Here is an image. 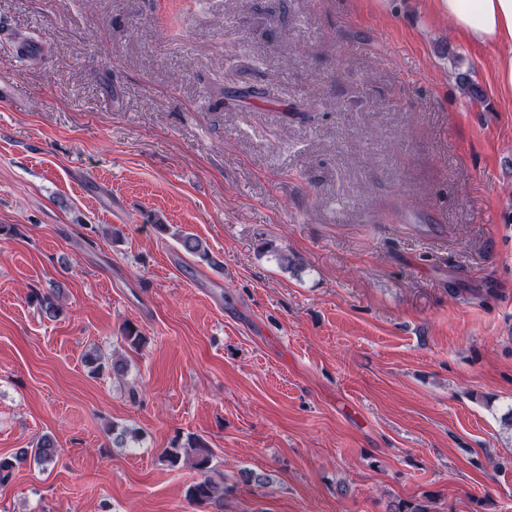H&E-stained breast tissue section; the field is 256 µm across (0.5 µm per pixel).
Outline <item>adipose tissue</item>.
<instances>
[{
    "instance_id": "obj_1",
    "label": "adipose tissue",
    "mask_w": 512,
    "mask_h": 512,
    "mask_svg": "<svg viewBox=\"0 0 512 512\" xmlns=\"http://www.w3.org/2000/svg\"><path fill=\"white\" fill-rule=\"evenodd\" d=\"M459 33L497 45L499 82L512 95V0H438Z\"/></svg>"
}]
</instances>
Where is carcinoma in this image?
Segmentation results:
<instances>
[{"instance_id": "cac0c4a2", "label": "carcinoma", "mask_w": 512, "mask_h": 512, "mask_svg": "<svg viewBox=\"0 0 512 512\" xmlns=\"http://www.w3.org/2000/svg\"><path fill=\"white\" fill-rule=\"evenodd\" d=\"M459 87L465 97L471 101H480L484 98V91L469 74H457ZM182 250L190 256L201 260L210 259L206 247L201 239L192 234H182L178 237ZM42 310L49 318H57L63 312V306L59 299V292L49 291L35 295ZM86 362L91 371L100 374L109 372L115 379H121L128 370V363L122 357L105 358L94 350L86 355ZM137 440L136 431L128 427L112 425V445L115 447H129V442ZM59 448L49 435L42 436L30 448H23L9 458H0V480L6 479L11 471L28 462L45 467L53 462ZM164 460L172 467L177 466L181 460H186L201 474V479L191 484L186 491V496L193 504L205 509V512H224V506L228 496L233 492L234 486L225 482L224 475H215L212 466L213 451L206 441L189 436L183 442L176 441L163 452ZM391 512H431L430 499L398 500Z\"/></svg>"}]
</instances>
